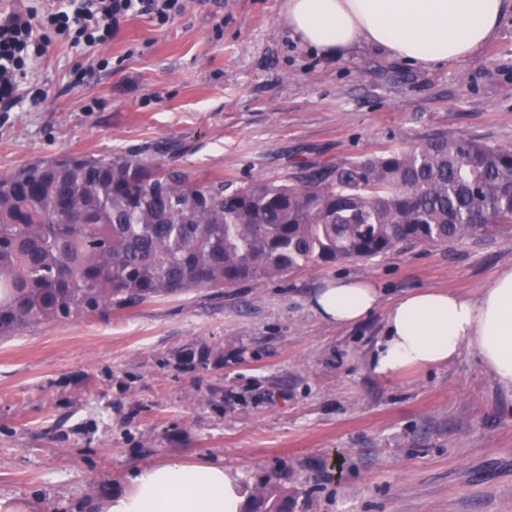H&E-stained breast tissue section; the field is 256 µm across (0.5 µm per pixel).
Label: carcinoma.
<instances>
[{
	"label": "carcinoma",
	"instance_id": "obj_1",
	"mask_svg": "<svg viewBox=\"0 0 512 512\" xmlns=\"http://www.w3.org/2000/svg\"><path fill=\"white\" fill-rule=\"evenodd\" d=\"M512 224V148L425 136L233 185L138 154L0 173V337ZM261 479L244 512H291Z\"/></svg>",
	"mask_w": 512,
	"mask_h": 512
}]
</instances>
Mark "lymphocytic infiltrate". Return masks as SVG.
I'll return each instance as SVG.
<instances>
[{
  "instance_id": "f902f5d3",
  "label": "lymphocytic infiltrate",
  "mask_w": 512,
  "mask_h": 512,
  "mask_svg": "<svg viewBox=\"0 0 512 512\" xmlns=\"http://www.w3.org/2000/svg\"><path fill=\"white\" fill-rule=\"evenodd\" d=\"M180 0H67L41 8L28 0L0 13V111H11L18 90L43 57L48 43L94 47L107 43L120 20L136 12H150L162 22L174 18Z\"/></svg>"
}]
</instances>
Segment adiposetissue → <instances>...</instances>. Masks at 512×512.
I'll list each match as a JSON object with an SVG mask.
<instances>
[{"label":"adipose tissue","mask_w":512,"mask_h":512,"mask_svg":"<svg viewBox=\"0 0 512 512\" xmlns=\"http://www.w3.org/2000/svg\"><path fill=\"white\" fill-rule=\"evenodd\" d=\"M507 0H285L283 13L302 42L330 56L365 41L427 68L472 56L497 33ZM370 281L339 278L311 299L315 313L353 325L377 309ZM387 335L370 356L376 374L451 362L475 350L502 386L512 388V266L480 297L443 289H410L386 311ZM238 474L221 465L179 460L139 470L131 486L108 497L101 512H244Z\"/></svg>","instance_id":"obj_1"}]
</instances>
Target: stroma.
Masks as SVG:
<instances>
[{
  "instance_id": "obj_1",
  "label": "stroma",
  "mask_w": 512,
  "mask_h": 512,
  "mask_svg": "<svg viewBox=\"0 0 512 512\" xmlns=\"http://www.w3.org/2000/svg\"><path fill=\"white\" fill-rule=\"evenodd\" d=\"M283 0H182L101 46L49 45L38 105L0 112V172L142 153L243 185L434 132L512 148V9L474 55L413 68L360 43L321 56ZM512 265V231L279 280L199 288L0 340V495L31 512H99L137 468L220 463L273 477L294 512H512V390L477 353L382 377L384 314L323 321L338 277L477 299Z\"/></svg>"
}]
</instances>
